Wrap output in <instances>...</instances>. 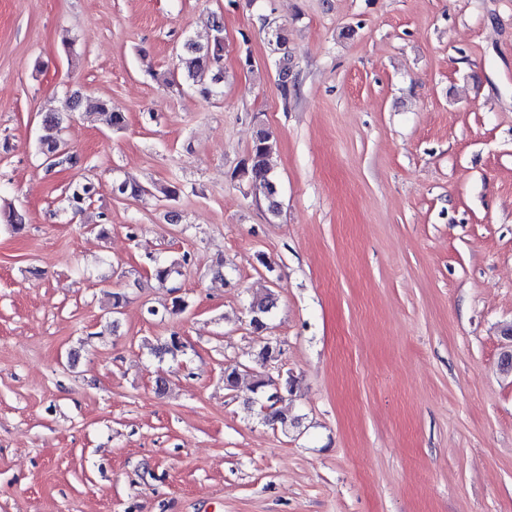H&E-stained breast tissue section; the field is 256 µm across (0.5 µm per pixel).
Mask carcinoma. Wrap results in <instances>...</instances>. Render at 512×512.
<instances>
[{"label": "carcinoma", "instance_id": "1", "mask_svg": "<svg viewBox=\"0 0 512 512\" xmlns=\"http://www.w3.org/2000/svg\"><path fill=\"white\" fill-rule=\"evenodd\" d=\"M222 23L217 17H212L211 30L213 31L210 42L199 45L191 40L183 46V52L179 56L176 75L183 83L188 85L196 93L203 97H210L220 93V74L222 72L221 61L224 55V42L218 40L221 34ZM275 38L276 50L279 57V85L278 88L283 97L290 94L288 86V70H290V54L288 50V38L283 30L276 29L272 33ZM70 106H62L59 110L47 112L43 116V123L50 127H59L71 119L72 113L68 108L75 109L86 116L96 113L109 114L112 126L120 128L124 123V116L120 112L112 111L109 101L103 99L88 98L76 91L68 98ZM276 148V137L270 129L261 126L256 130L248 158L243 162L239 170V177L248 182L250 187L264 196L268 210L275 214L279 204L278 182L273 174L270 163L272 154ZM112 191L131 197H139L146 193V189L136 183L123 180L113 184ZM97 195V187L92 182L79 183L69 188L67 195L68 208L77 215L85 210L87 203ZM0 220L9 224L13 230L19 231L25 223L24 215L15 208L9 206L0 211ZM151 273L161 285L174 282L176 275L180 274V263L173 260H152ZM173 293L170 306L159 311L155 308L148 309L151 316L176 315L186 308L183 297L177 295L178 288L170 289Z\"/></svg>", "mask_w": 512, "mask_h": 512}]
</instances>
